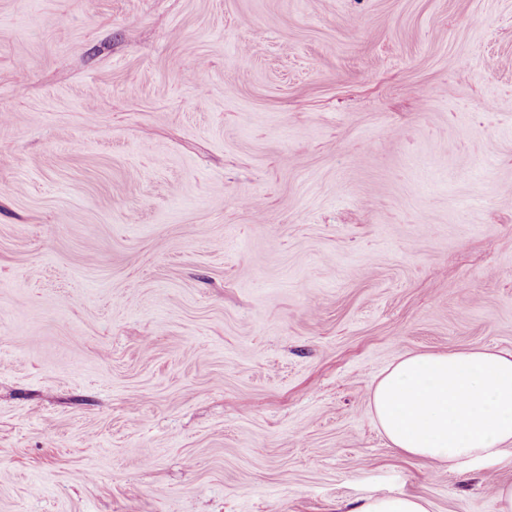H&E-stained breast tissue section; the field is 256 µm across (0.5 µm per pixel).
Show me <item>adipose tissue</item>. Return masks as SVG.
<instances>
[{
    "mask_svg": "<svg viewBox=\"0 0 512 512\" xmlns=\"http://www.w3.org/2000/svg\"><path fill=\"white\" fill-rule=\"evenodd\" d=\"M370 403L403 455L451 466L503 459L512 447V353L402 356L377 381Z\"/></svg>",
    "mask_w": 512,
    "mask_h": 512,
    "instance_id": "1",
    "label": "adipose tissue"
}]
</instances>
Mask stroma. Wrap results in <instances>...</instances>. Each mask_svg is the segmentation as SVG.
Wrapping results in <instances>:
<instances>
[{"label": "stroma", "instance_id": "1", "mask_svg": "<svg viewBox=\"0 0 512 512\" xmlns=\"http://www.w3.org/2000/svg\"><path fill=\"white\" fill-rule=\"evenodd\" d=\"M512 352V0H0V512H498L398 358ZM429 507L421 497L400 493L362 498L349 512H430Z\"/></svg>", "mask_w": 512, "mask_h": 512}]
</instances>
